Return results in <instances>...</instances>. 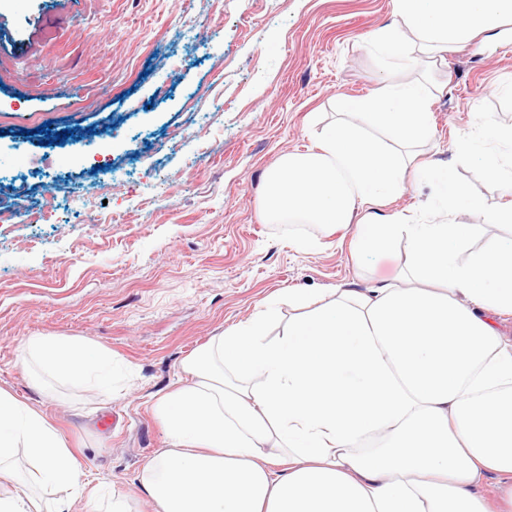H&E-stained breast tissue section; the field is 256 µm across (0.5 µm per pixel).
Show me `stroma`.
I'll use <instances>...</instances> for the list:
<instances>
[{"label":"stroma","mask_w":512,"mask_h":512,"mask_svg":"<svg viewBox=\"0 0 512 512\" xmlns=\"http://www.w3.org/2000/svg\"><path fill=\"white\" fill-rule=\"evenodd\" d=\"M392 12V0H0V211L17 214L0 224V389L45 414L80 462L71 512L116 500L154 512L136 481L168 443L153 403L211 337L269 306L281 335L301 314L292 292L420 285L404 242L358 258L352 230L261 211L267 172L316 151L345 101L418 77L375 45ZM432 78L445 90L421 159L456 158L460 191L512 206L461 155L478 128H512V43L449 46ZM406 185L379 213L473 225L461 258L512 239L484 211L448 213L436 177ZM42 336L98 346L119 372L38 390L22 351Z\"/></svg>","instance_id":"obj_1"}]
</instances>
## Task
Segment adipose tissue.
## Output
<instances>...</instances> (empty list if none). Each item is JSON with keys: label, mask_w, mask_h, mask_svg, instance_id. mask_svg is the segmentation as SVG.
I'll return each instance as SVG.
<instances>
[{"label": "adipose tissue", "mask_w": 512, "mask_h": 512, "mask_svg": "<svg viewBox=\"0 0 512 512\" xmlns=\"http://www.w3.org/2000/svg\"><path fill=\"white\" fill-rule=\"evenodd\" d=\"M393 4L373 39L408 67L411 38L429 56L481 32L512 42V0ZM431 95L425 75L384 80L323 131L319 151L283 155L263 194L272 224L338 228L364 211L358 255L404 239L424 287L347 283L283 335L269 336L266 309L185 359L179 385L153 404L168 446L138 476L156 512H512V340L496 327L512 313V241L462 261L470 225L371 210L405 191ZM23 355L73 383L112 377L111 356L78 340L39 337ZM20 454L32 468L0 512H33L31 485L81 481L47 417L0 389V474ZM492 474L495 506L478 491Z\"/></svg>", "instance_id": "obj_1"}]
</instances>
